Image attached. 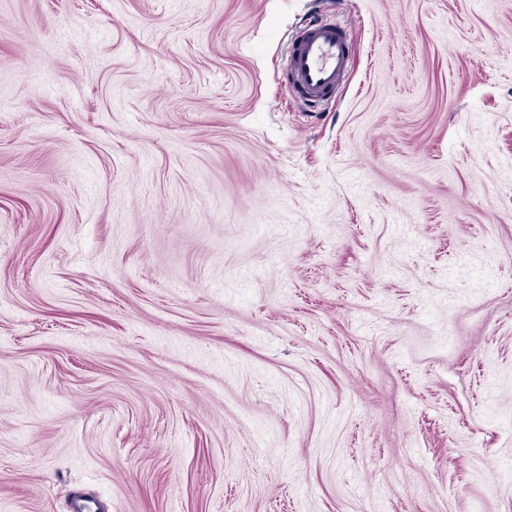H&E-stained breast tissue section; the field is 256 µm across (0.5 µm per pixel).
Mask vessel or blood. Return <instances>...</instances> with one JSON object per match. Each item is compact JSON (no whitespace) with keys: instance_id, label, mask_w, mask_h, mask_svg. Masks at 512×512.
Segmentation results:
<instances>
[{"instance_id":"obj_1","label":"vessel or blood","mask_w":512,"mask_h":512,"mask_svg":"<svg viewBox=\"0 0 512 512\" xmlns=\"http://www.w3.org/2000/svg\"><path fill=\"white\" fill-rule=\"evenodd\" d=\"M351 43L346 30L321 19L299 26L283 63L292 97L313 109L332 103L350 69Z\"/></svg>"}]
</instances>
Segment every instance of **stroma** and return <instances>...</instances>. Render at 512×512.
Returning <instances> with one entry per match:
<instances>
[{
  "label": "stroma",
  "mask_w": 512,
  "mask_h": 512,
  "mask_svg": "<svg viewBox=\"0 0 512 512\" xmlns=\"http://www.w3.org/2000/svg\"><path fill=\"white\" fill-rule=\"evenodd\" d=\"M80 497L512 512V0H0V512ZM351 43L346 30L323 19L299 26L291 36L283 77L292 97L309 108L325 110L345 82Z\"/></svg>",
  "instance_id": "1"
}]
</instances>
